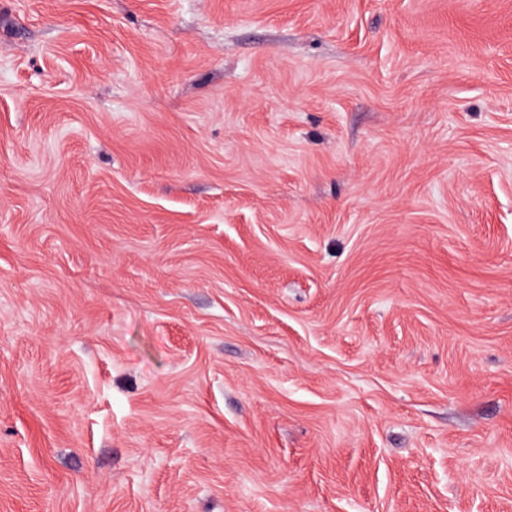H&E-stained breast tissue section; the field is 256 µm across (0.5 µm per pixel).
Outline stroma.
Listing matches in <instances>:
<instances>
[{"mask_svg":"<svg viewBox=\"0 0 512 512\" xmlns=\"http://www.w3.org/2000/svg\"><path fill=\"white\" fill-rule=\"evenodd\" d=\"M0 512H512V0H0Z\"/></svg>","mask_w":512,"mask_h":512,"instance_id":"1","label":"stroma"}]
</instances>
